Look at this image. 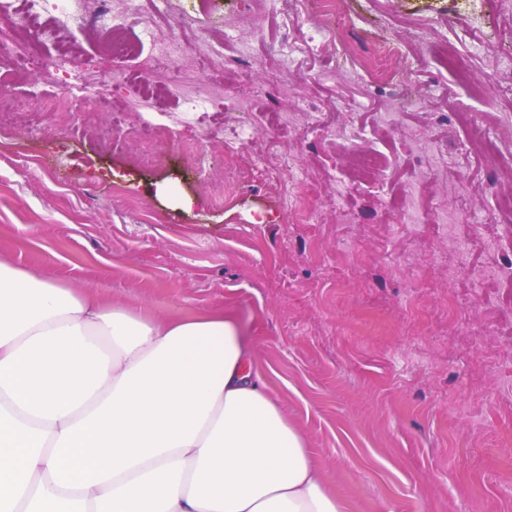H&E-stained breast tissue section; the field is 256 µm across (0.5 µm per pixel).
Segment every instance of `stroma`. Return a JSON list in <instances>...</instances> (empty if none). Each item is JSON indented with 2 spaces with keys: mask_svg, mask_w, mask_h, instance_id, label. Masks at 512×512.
Wrapping results in <instances>:
<instances>
[{
  "mask_svg": "<svg viewBox=\"0 0 512 512\" xmlns=\"http://www.w3.org/2000/svg\"><path fill=\"white\" fill-rule=\"evenodd\" d=\"M343 7L339 35L319 0H171L155 36L187 26L186 73L236 95L229 31L264 61L248 77L261 133L236 157V112L182 119L175 101L160 114L113 87L69 118L41 112L55 82L98 70L165 81L151 51L114 58L98 31L41 13L54 34L0 127V261L136 315L224 312L348 512H512V282L481 276L512 258V212L496 204L512 156L470 148H512V0ZM220 39L223 60L204 62L197 43ZM443 40L497 83L470 98L434 55ZM61 44L70 64L48 67ZM284 67L290 83H273ZM290 151L317 223L283 211L252 163ZM437 204L454 233L430 223Z\"/></svg>",
  "mask_w": 512,
  "mask_h": 512,
  "instance_id": "stroma-1",
  "label": "stroma"
}]
</instances>
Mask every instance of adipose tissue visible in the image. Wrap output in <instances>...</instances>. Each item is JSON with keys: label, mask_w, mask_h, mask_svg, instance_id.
Listing matches in <instances>:
<instances>
[{"label": "adipose tissue", "mask_w": 512, "mask_h": 512, "mask_svg": "<svg viewBox=\"0 0 512 512\" xmlns=\"http://www.w3.org/2000/svg\"><path fill=\"white\" fill-rule=\"evenodd\" d=\"M0 512H346L223 313L0 262Z\"/></svg>", "instance_id": "1"}]
</instances>
